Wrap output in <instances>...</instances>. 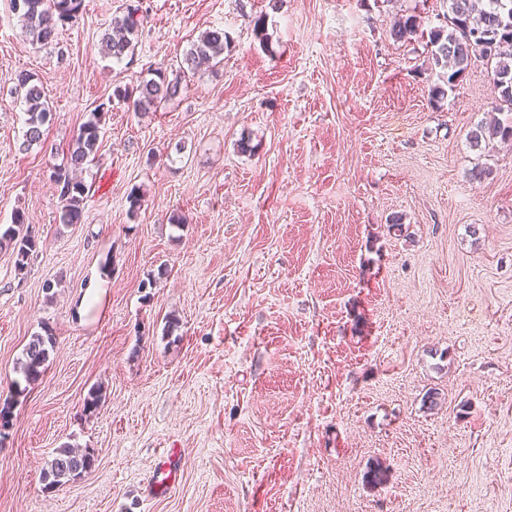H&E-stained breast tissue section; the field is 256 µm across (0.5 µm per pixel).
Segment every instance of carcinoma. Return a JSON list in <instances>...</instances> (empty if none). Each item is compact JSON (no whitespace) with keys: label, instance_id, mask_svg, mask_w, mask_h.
Segmentation results:
<instances>
[{"label":"carcinoma","instance_id":"1","mask_svg":"<svg viewBox=\"0 0 512 512\" xmlns=\"http://www.w3.org/2000/svg\"><path fill=\"white\" fill-rule=\"evenodd\" d=\"M12 11L22 25V33L31 38L34 45L47 46L57 38L58 27L76 20L84 9V0H11ZM143 18L133 8L123 17L114 20L111 31L101 39V50L105 55L120 62L134 55L138 32ZM421 21L415 15L401 17L394 21L391 37L406 41L420 31ZM228 37L222 29L203 31L184 53L175 74L157 68L153 77L143 79L133 88L117 85L112 98L132 105L136 112H149L159 104L179 98L188 88L184 84L185 74L195 73L203 63H221ZM431 59L439 69L437 80L430 87L431 100L437 101L453 90L472 63L481 62L492 84L494 98L499 101L495 109L504 107L512 110V54L503 45L512 43V0H448V24L433 28L429 33ZM19 89L24 91L26 104V131L22 149L42 141L44 126L48 123L51 110L42 88L33 82V77L20 74L17 78ZM81 125L73 138L69 156L64 165L53 168L51 178L60 191L62 201L60 222L77 224L81 221L86 186L73 178V172L82 168L97 149L100 139V110ZM512 139V122L499 120L482 121L470 132V147L480 150L500 140ZM9 251L14 256L15 270L22 273L28 267L36 240L26 224V217L18 212L12 224L0 231V251ZM56 338L45 326L42 333L32 336L18 362L17 372L22 380L15 381L16 393L37 382L44 371L49 352ZM95 455L89 449L82 451L69 446L57 450L47 463L43 479L46 488L54 489L93 468Z\"/></svg>","mask_w":512,"mask_h":512}]
</instances>
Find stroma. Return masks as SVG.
I'll use <instances>...</instances> for the list:
<instances>
[{"instance_id":"obj_1","label":"stroma","mask_w":512,"mask_h":512,"mask_svg":"<svg viewBox=\"0 0 512 512\" xmlns=\"http://www.w3.org/2000/svg\"><path fill=\"white\" fill-rule=\"evenodd\" d=\"M130 6L144 24L117 63L100 40ZM447 11L85 0L37 48L0 0V224L23 212L37 242L21 274L0 252V512H512V144L469 145L496 116L482 63L429 98L427 33ZM408 15L422 34L393 41ZM213 27L224 59L179 98L113 101ZM21 73L52 110L26 151ZM97 110L83 217L65 225L49 170ZM45 325L44 373L15 394ZM66 445L95 466L46 489ZM168 448L177 477L157 492Z\"/></svg>"}]
</instances>
